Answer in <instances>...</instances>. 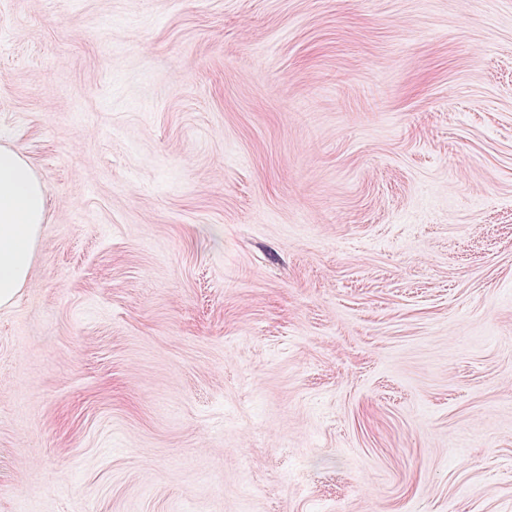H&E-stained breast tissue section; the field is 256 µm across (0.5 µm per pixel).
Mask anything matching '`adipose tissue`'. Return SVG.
I'll return each mask as SVG.
<instances>
[{
  "label": "adipose tissue",
  "instance_id": "1",
  "mask_svg": "<svg viewBox=\"0 0 512 512\" xmlns=\"http://www.w3.org/2000/svg\"><path fill=\"white\" fill-rule=\"evenodd\" d=\"M46 215L47 190L34 167L19 150L0 144V307L25 284Z\"/></svg>",
  "mask_w": 512,
  "mask_h": 512
}]
</instances>
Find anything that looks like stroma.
Returning <instances> with one entry per match:
<instances>
[{
	"instance_id": "1",
	"label": "stroma",
	"mask_w": 512,
	"mask_h": 512,
	"mask_svg": "<svg viewBox=\"0 0 512 512\" xmlns=\"http://www.w3.org/2000/svg\"><path fill=\"white\" fill-rule=\"evenodd\" d=\"M1 143L0 512H512V0H0ZM47 190L29 160L0 144V307L9 306L25 284L41 224Z\"/></svg>"
}]
</instances>
